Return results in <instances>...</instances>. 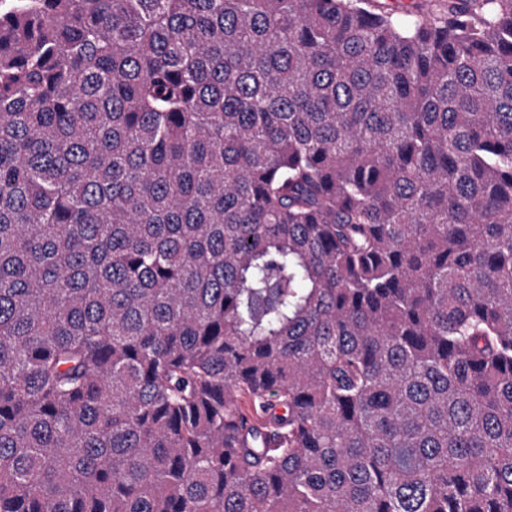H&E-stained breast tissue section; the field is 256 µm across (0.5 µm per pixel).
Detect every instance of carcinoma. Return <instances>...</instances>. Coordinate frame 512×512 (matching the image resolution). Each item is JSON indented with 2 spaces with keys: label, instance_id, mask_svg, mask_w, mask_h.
I'll use <instances>...</instances> for the list:
<instances>
[{
  "label": "carcinoma",
  "instance_id": "cac0c4a2",
  "mask_svg": "<svg viewBox=\"0 0 512 512\" xmlns=\"http://www.w3.org/2000/svg\"><path fill=\"white\" fill-rule=\"evenodd\" d=\"M0 512H512V0H0Z\"/></svg>",
  "mask_w": 512,
  "mask_h": 512
}]
</instances>
